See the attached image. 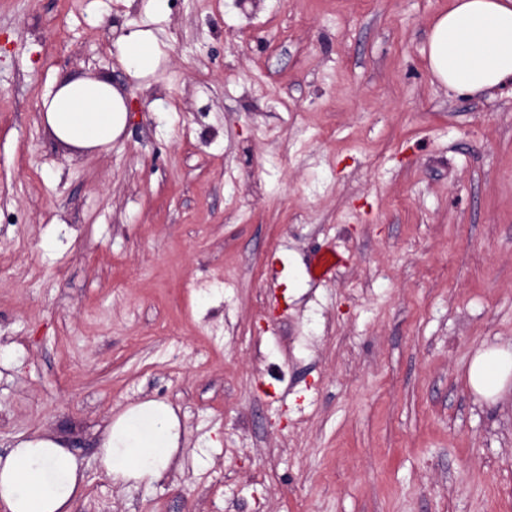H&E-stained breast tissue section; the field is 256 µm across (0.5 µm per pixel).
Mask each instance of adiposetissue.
I'll list each match as a JSON object with an SVG mask.
<instances>
[{"instance_id":"obj_1","label":"adipose tissue","mask_w":512,"mask_h":512,"mask_svg":"<svg viewBox=\"0 0 512 512\" xmlns=\"http://www.w3.org/2000/svg\"><path fill=\"white\" fill-rule=\"evenodd\" d=\"M120 49L131 70L150 72L160 49L151 33L123 35ZM427 55L435 78L469 95L512 84V0H451L434 22ZM128 107L108 76L66 77L42 102V122L59 142L84 151L107 150L127 124ZM468 384L489 402L512 389V347H484L468 367ZM176 410L147 399L116 414L102 434L101 469L117 485L161 480L179 451ZM84 470L60 438L19 437L0 455V503L8 512H71L81 495Z\"/></svg>"}]
</instances>
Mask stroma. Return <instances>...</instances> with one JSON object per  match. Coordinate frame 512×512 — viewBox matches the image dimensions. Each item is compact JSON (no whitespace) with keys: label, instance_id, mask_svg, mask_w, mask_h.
<instances>
[{"label":"stroma","instance_id":"stroma-1","mask_svg":"<svg viewBox=\"0 0 512 512\" xmlns=\"http://www.w3.org/2000/svg\"><path fill=\"white\" fill-rule=\"evenodd\" d=\"M448 5L0 0V454L67 441L73 512H512V392L466 382L512 342V90L433 77ZM97 75L129 118L78 152L42 100ZM145 399L181 464L112 486L98 440ZM120 49L135 74L153 70L161 53L157 41L147 31H133L123 35ZM343 261V256L336 249H326L318 252L311 264L310 275L314 279H325L336 270Z\"/></svg>","mask_w":512,"mask_h":512}]
</instances>
